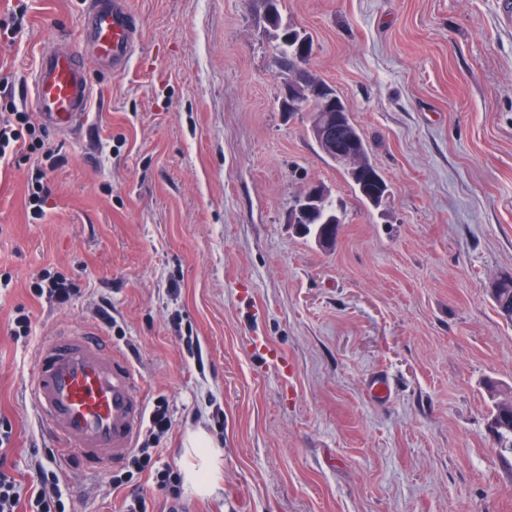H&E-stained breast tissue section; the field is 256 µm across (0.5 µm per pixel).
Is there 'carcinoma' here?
I'll return each instance as SVG.
<instances>
[{"instance_id": "1", "label": "carcinoma", "mask_w": 512, "mask_h": 512, "mask_svg": "<svg viewBox=\"0 0 512 512\" xmlns=\"http://www.w3.org/2000/svg\"><path fill=\"white\" fill-rule=\"evenodd\" d=\"M277 2L278 0H268L269 16L273 17L276 30L279 31L277 42L274 45L277 69L284 76L286 83L297 84L302 77L298 57L305 49L313 51V38L306 31L291 24L282 25ZM301 111L313 113L324 119L334 116L338 112L341 113L350 136L341 137L336 142V149L357 153L363 158L368 168L375 169L369 158L368 140L363 131L352 121L349 109L334 85L323 80L316 85L304 86L301 90ZM342 170L359 202L373 208L381 205V202L373 201L372 196L361 186L352 169L344 166ZM332 220L337 225L344 223L340 210L336 208V204L330 199V196L326 195L321 200L316 220L308 227V232L318 235L322 232L323 226ZM493 299L502 317L512 321V282L506 287L500 286ZM489 396L492 402L489 423H497L502 426L496 437L497 447L502 452L512 453V408L502 403L500 389L497 386L489 387Z\"/></svg>"}]
</instances>
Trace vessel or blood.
Returning <instances> with one entry per match:
<instances>
[{"mask_svg": "<svg viewBox=\"0 0 512 512\" xmlns=\"http://www.w3.org/2000/svg\"><path fill=\"white\" fill-rule=\"evenodd\" d=\"M82 41L103 72L125 70L141 41L126 0H88ZM91 92L80 50L64 39L39 49L27 95L47 128L62 136L80 128ZM30 390L58 453L91 469L124 460L145 424L146 399L134 370L100 331L84 326L60 329L41 344Z\"/></svg>", "mask_w": 512, "mask_h": 512, "instance_id": "obj_1", "label": "vessel or blood"}]
</instances>
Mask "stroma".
<instances>
[{
  "instance_id": "stroma-1",
  "label": "stroma",
  "mask_w": 512,
  "mask_h": 512,
  "mask_svg": "<svg viewBox=\"0 0 512 512\" xmlns=\"http://www.w3.org/2000/svg\"><path fill=\"white\" fill-rule=\"evenodd\" d=\"M0 47L22 96L44 41H78L85 0H26ZM131 65H90L93 98L60 149L43 219L29 165L0 168V419L18 479L68 512H121L112 472L46 455L29 393L39 346L71 324L101 328L175 419L136 447L183 464L205 429L222 462L185 512H512V456L487 428V381L512 387V323L489 294L512 275V26L497 0H279L306 29V66L334 85L390 188L360 203L308 131L279 108L265 0H130ZM312 184L343 201L332 250L289 222ZM75 279L67 305L32 294L42 270ZM33 332L19 341L11 317ZM383 376L388 396L373 399ZM56 480L41 481L29 446Z\"/></svg>"
}]
</instances>
